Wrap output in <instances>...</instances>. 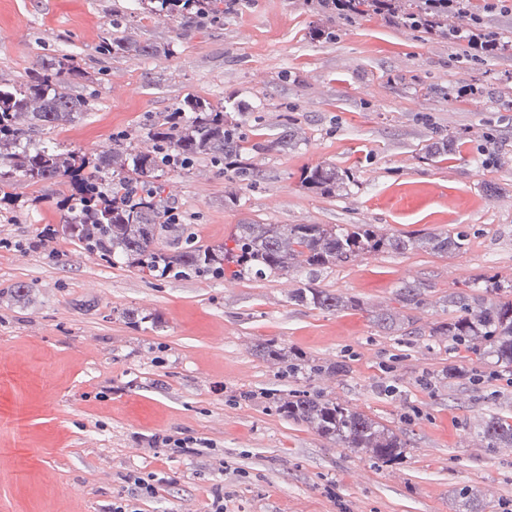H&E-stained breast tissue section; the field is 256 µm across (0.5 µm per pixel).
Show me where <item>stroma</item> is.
Wrapping results in <instances>:
<instances>
[{
	"instance_id": "obj_1",
	"label": "stroma",
	"mask_w": 512,
	"mask_h": 512,
	"mask_svg": "<svg viewBox=\"0 0 512 512\" xmlns=\"http://www.w3.org/2000/svg\"><path fill=\"white\" fill-rule=\"evenodd\" d=\"M474 2L503 44L478 63L464 42L382 14L313 38L327 19L311 0H242L185 31L132 0H0V81L20 83L58 54L86 75L73 91L90 109L33 142L92 159L120 145L147 151L151 125L184 100L227 108L255 173L236 198L206 158L158 179L196 246L231 243L241 224L468 236L448 255L361 252L263 278L159 279L62 234L68 186L0 182V512H104L131 473L159 479L140 512H209L218 492L224 512H464V486L478 512L512 506V445L489 447L482 432L489 417L512 418V366L437 331L449 296L512 301V5ZM119 15L161 54L100 55ZM286 117L292 144L265 148ZM437 133L455 140L452 159H426ZM328 163L349 179L332 195L307 189L303 171ZM408 284L422 289L419 307L401 300ZM305 285L361 307L294 301ZM270 341L294 372L259 356ZM294 391L397 433L399 460L289 420L276 400ZM157 433L213 449H150Z\"/></svg>"
}]
</instances>
